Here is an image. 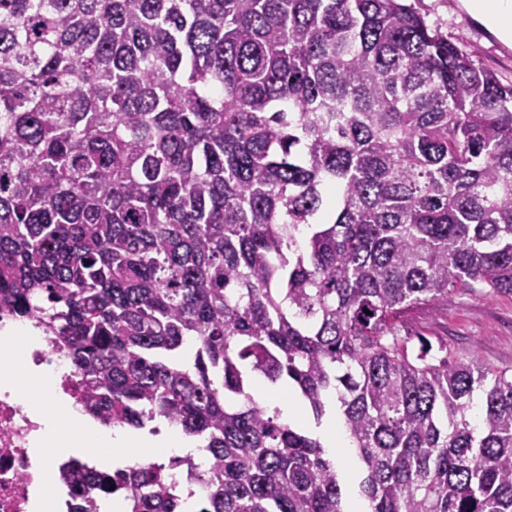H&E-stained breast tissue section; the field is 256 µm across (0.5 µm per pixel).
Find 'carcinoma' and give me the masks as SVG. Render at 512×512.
I'll use <instances>...</instances> for the list:
<instances>
[{
  "label": "carcinoma",
  "instance_id": "1",
  "mask_svg": "<svg viewBox=\"0 0 512 512\" xmlns=\"http://www.w3.org/2000/svg\"><path fill=\"white\" fill-rule=\"evenodd\" d=\"M512 293V85L405 0H0V313L35 318L112 426L191 457L93 473L126 512H512V379L402 314ZM481 417L471 415L474 393ZM312 432L314 428H320L319 435L324 448H336V456H332L336 460V467L339 470L340 480L343 488L347 491L352 501L359 500L358 490L359 483L365 476V468L357 456L353 459L343 457L340 449L344 455L351 454L349 442L344 431L336 428V405H330L326 414L324 415L319 427H310Z\"/></svg>",
  "mask_w": 512,
  "mask_h": 512
}]
</instances>
